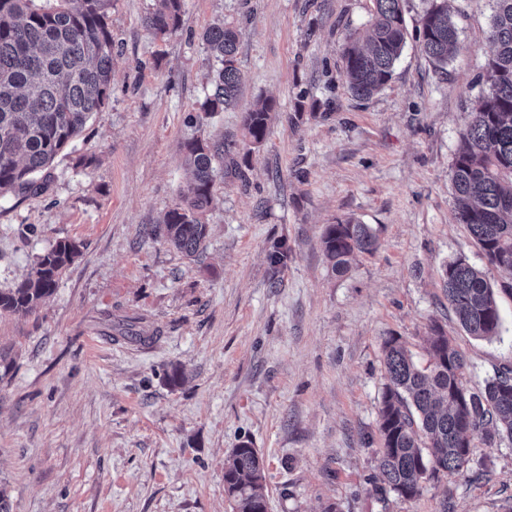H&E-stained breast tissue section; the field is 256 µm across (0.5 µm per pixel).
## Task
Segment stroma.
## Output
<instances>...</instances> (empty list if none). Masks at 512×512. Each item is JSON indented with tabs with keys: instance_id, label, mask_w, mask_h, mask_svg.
I'll use <instances>...</instances> for the list:
<instances>
[{
	"instance_id": "1",
	"label": "stroma",
	"mask_w": 512,
	"mask_h": 512,
	"mask_svg": "<svg viewBox=\"0 0 512 512\" xmlns=\"http://www.w3.org/2000/svg\"><path fill=\"white\" fill-rule=\"evenodd\" d=\"M429 5L405 0L392 79L360 100L341 54L372 0H183L164 38L145 24L155 0H111L108 99L46 191L0 197V289L56 241L80 247L32 313L0 310L11 512H231L224 459L244 442L265 460L268 512H512L507 442L476 444L465 471L415 499L379 490L386 337L420 358L440 323L474 390L512 366V295L454 221L450 181L485 88L493 2L448 0L463 49L441 69L419 50ZM222 22L241 32V94L192 124L210 88L202 35ZM260 98L278 116L244 177L217 176L206 249L189 260L148 237L191 180L185 143H241V116ZM347 217L370 225L378 248L335 275L321 234ZM456 258L499 289L492 339L468 336L448 305L442 270Z\"/></svg>"
}]
</instances>
